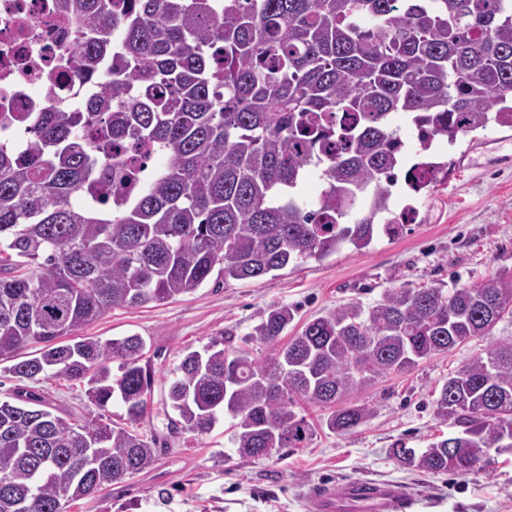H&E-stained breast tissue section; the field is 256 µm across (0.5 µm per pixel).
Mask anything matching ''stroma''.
Masks as SVG:
<instances>
[{
	"instance_id": "35a3bbf8",
	"label": "stroma",
	"mask_w": 512,
	"mask_h": 512,
	"mask_svg": "<svg viewBox=\"0 0 512 512\" xmlns=\"http://www.w3.org/2000/svg\"><path fill=\"white\" fill-rule=\"evenodd\" d=\"M438 151L448 177L416 199L397 195V206L411 201L417 207L415 221L397 237H377L363 250L346 246L259 279L210 282L173 301L114 309L81 327L83 336L136 334L145 340L155 377L151 413L140 428L155 435L160 447L150 468L71 502L67 512H311L312 489L368 478L406 487L414 512H512V450H489L467 475L408 468L390 453L396 443L419 450L453 432V425L435 416L438 390L464 363L495 343L512 342L511 315L489 335L353 394L351 403L366 406L370 415L350 432L328 430V409L306 406L311 437L268 458L244 459L235 452L230 419L197 435L173 428L159 411L183 355L227 333L232 347L243 346L271 306L293 310L283 333L288 340L336 306L371 308L389 288H460L512 271V129L491 125L459 136L455 146L440 144ZM34 388L74 418L94 411L79 382L44 376Z\"/></svg>"
}]
</instances>
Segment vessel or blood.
<instances>
[{
    "label": "vessel or blood",
    "mask_w": 512,
    "mask_h": 512,
    "mask_svg": "<svg viewBox=\"0 0 512 512\" xmlns=\"http://www.w3.org/2000/svg\"><path fill=\"white\" fill-rule=\"evenodd\" d=\"M311 505L314 512H410L413 498L397 483L364 479L318 488Z\"/></svg>",
    "instance_id": "1"
}]
</instances>
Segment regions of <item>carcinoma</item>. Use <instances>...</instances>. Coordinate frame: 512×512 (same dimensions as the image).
I'll return each mask as SVG.
<instances>
[{"instance_id":"carcinoma-1","label":"carcinoma","mask_w":512,"mask_h":512,"mask_svg":"<svg viewBox=\"0 0 512 512\" xmlns=\"http://www.w3.org/2000/svg\"><path fill=\"white\" fill-rule=\"evenodd\" d=\"M75 40L57 65L89 92L76 110L23 112L24 152L0 147V370L21 381H78L120 423L78 424L18 386L0 397V512H66L92 489L149 468L158 442L138 430L154 373L146 343L75 337L115 308L163 303L210 279H255L346 245L395 237L416 215L393 211L390 186L407 154L408 189L441 181L434 143L491 124L512 128V0H58ZM156 150L142 179L127 150ZM112 159L101 175L91 153ZM316 170L325 189L301 187ZM96 202L76 205L86 192ZM512 315V273L478 285L389 288L373 307H336L288 343L286 306L251 333L270 356L214 339L171 371L165 408L181 427L234 422L242 458L298 448L311 435L299 402L334 406L418 360L487 336ZM40 344L39 355L18 352ZM117 361L118 374L111 363ZM435 414L459 430L422 453L393 448L409 467L469 474L512 433V342L448 376ZM362 405L331 413L346 433ZM97 449L80 477L71 461ZM458 448L448 462V449Z\"/></svg>"}]
</instances>
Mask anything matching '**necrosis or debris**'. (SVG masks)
I'll use <instances>...</instances> for the list:
<instances>
[{"label": "necrosis or debris", "instance_id": "obj_1", "mask_svg": "<svg viewBox=\"0 0 512 512\" xmlns=\"http://www.w3.org/2000/svg\"><path fill=\"white\" fill-rule=\"evenodd\" d=\"M71 40L72 26L55 0H0V114L76 103L75 74L56 67Z\"/></svg>", "mask_w": 512, "mask_h": 512}]
</instances>
